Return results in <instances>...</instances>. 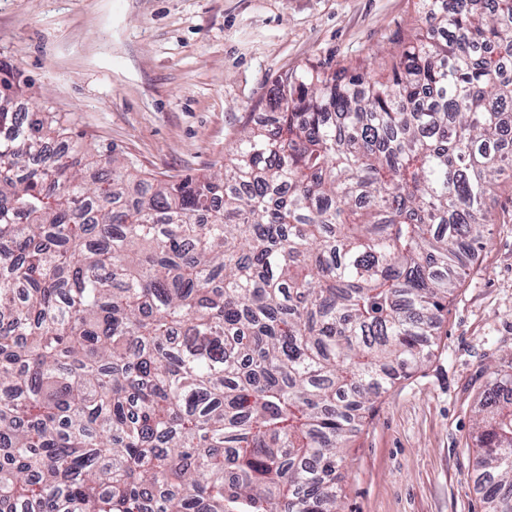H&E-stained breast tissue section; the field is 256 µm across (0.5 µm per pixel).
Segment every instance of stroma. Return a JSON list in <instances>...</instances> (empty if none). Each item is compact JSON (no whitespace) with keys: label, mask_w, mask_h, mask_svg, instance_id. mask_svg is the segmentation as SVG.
<instances>
[{"label":"stroma","mask_w":512,"mask_h":512,"mask_svg":"<svg viewBox=\"0 0 512 512\" xmlns=\"http://www.w3.org/2000/svg\"><path fill=\"white\" fill-rule=\"evenodd\" d=\"M415 0H0L20 106L163 179L223 160L273 80L310 62L378 66ZM467 263L425 365L345 449V512H482L471 438L485 366L512 354V196Z\"/></svg>","instance_id":"obj_1"}]
</instances>
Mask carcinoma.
<instances>
[{
  "mask_svg": "<svg viewBox=\"0 0 512 512\" xmlns=\"http://www.w3.org/2000/svg\"><path fill=\"white\" fill-rule=\"evenodd\" d=\"M473 2L418 0L376 70L277 77L194 176L0 71V512H342L343 448L512 186V0ZM487 373L473 484L512 512V357Z\"/></svg>",
  "mask_w": 512,
  "mask_h": 512,
  "instance_id": "obj_1",
  "label": "carcinoma"
}]
</instances>
